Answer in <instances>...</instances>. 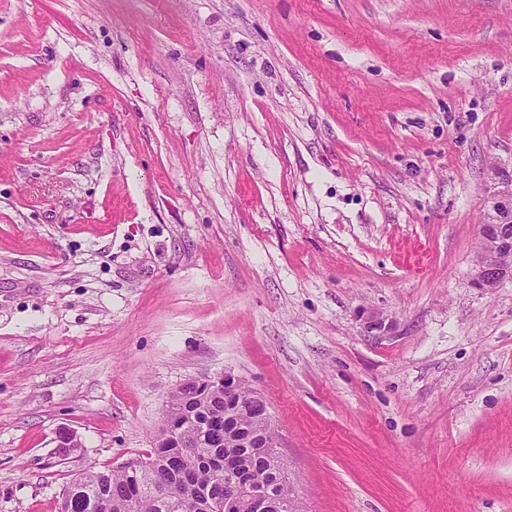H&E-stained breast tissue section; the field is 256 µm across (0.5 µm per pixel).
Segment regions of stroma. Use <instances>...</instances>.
<instances>
[{"instance_id":"35a3bbf8","label":"stroma","mask_w":512,"mask_h":512,"mask_svg":"<svg viewBox=\"0 0 512 512\" xmlns=\"http://www.w3.org/2000/svg\"><path fill=\"white\" fill-rule=\"evenodd\" d=\"M510 178L512 0H0V512L224 375L305 512H512ZM492 218L479 226V236L488 248H480L475 285L492 290L512 278V179L510 189L498 192L492 201Z\"/></svg>"}]
</instances>
